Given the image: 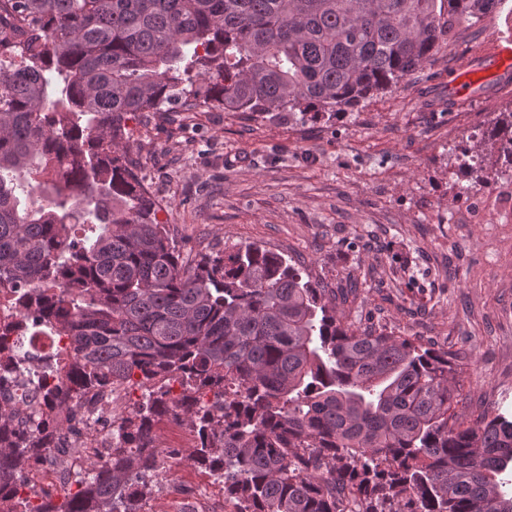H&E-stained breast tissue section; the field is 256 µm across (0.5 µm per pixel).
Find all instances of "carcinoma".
I'll return each mask as SVG.
<instances>
[{
	"mask_svg": "<svg viewBox=\"0 0 512 512\" xmlns=\"http://www.w3.org/2000/svg\"><path fill=\"white\" fill-rule=\"evenodd\" d=\"M502 0H0V512H143L167 416L237 512H512V412L467 420L455 356L344 320L349 291L255 244L185 266L135 173L139 112L300 120L391 91ZM476 186L512 170V110L474 130ZM64 341L60 365L33 346ZM122 382L105 460L57 501L55 465L89 392ZM80 467L79 459L65 457L62 468L70 474ZM62 468L57 467L55 469L49 467H41L37 471H34L30 477V483L33 486L43 487L46 485H61L64 480V474Z\"/></svg>",
	"mask_w": 512,
	"mask_h": 512,
	"instance_id": "cac0c4a2",
	"label": "carcinoma"
}]
</instances>
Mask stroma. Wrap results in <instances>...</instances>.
Returning <instances> with one entry per match:
<instances>
[{
    "mask_svg": "<svg viewBox=\"0 0 512 512\" xmlns=\"http://www.w3.org/2000/svg\"><path fill=\"white\" fill-rule=\"evenodd\" d=\"M512 0L456 26L431 65L330 121L255 120L209 105L131 121L136 172L190 265L234 244L303 264L328 287L356 280L349 321L455 354L469 417L512 407V220L463 186L457 155L512 110L485 58ZM467 71L470 102L448 76Z\"/></svg>",
    "mask_w": 512,
    "mask_h": 512,
    "instance_id": "1",
    "label": "stroma"
}]
</instances>
